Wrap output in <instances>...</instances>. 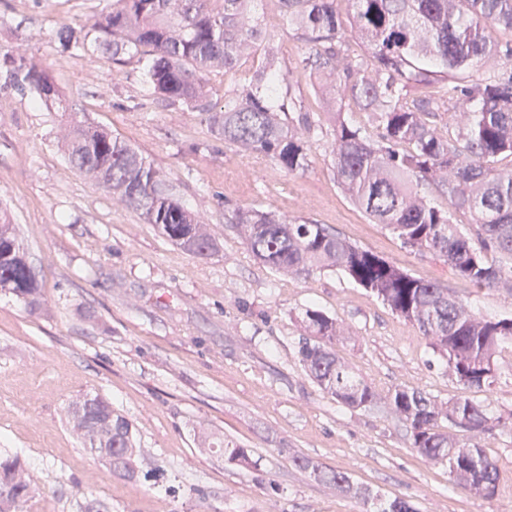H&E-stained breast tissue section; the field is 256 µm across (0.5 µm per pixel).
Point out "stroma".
<instances>
[{"instance_id":"obj_1","label":"stroma","mask_w":512,"mask_h":512,"mask_svg":"<svg viewBox=\"0 0 512 512\" xmlns=\"http://www.w3.org/2000/svg\"><path fill=\"white\" fill-rule=\"evenodd\" d=\"M110 2L0 0V50L34 56L78 105L76 120L110 131L170 179L218 250L193 256L116 204L68 162L67 116L31 95L0 93V208L43 288L37 312L0 292V448L19 452L40 476L24 512H81L94 499L111 512H371L297 467V455L406 498L417 512H512V346L499 349L490 389L466 387L415 326L341 271L271 268L230 218L255 208L324 225L486 318L512 317V290L474 287L351 203L333 168L327 102L301 64L308 47L280 0H254L253 10L313 125L309 166L294 174L216 139L199 113L149 96L138 57L117 64L93 50H57L50 37L58 25H89ZM257 61L250 53L210 75L216 107L249 82ZM309 309L337 321V355L379 394L406 386L443 403L465 396L503 419L493 432L462 435L496 459L494 496L457 488L447 465L418 455L408 424L386 408L342 406L311 380L296 358ZM85 393L133 423L148 458L138 477L113 474L71 435L66 411ZM210 432L251 449L255 467L231 466L204 447Z\"/></svg>"}]
</instances>
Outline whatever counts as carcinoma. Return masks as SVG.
<instances>
[{
	"label": "carcinoma",
	"mask_w": 512,
	"mask_h": 512,
	"mask_svg": "<svg viewBox=\"0 0 512 512\" xmlns=\"http://www.w3.org/2000/svg\"><path fill=\"white\" fill-rule=\"evenodd\" d=\"M221 7H214L215 2ZM253 0H112L89 27L64 24L52 35L63 51L94 48L146 59L152 94L206 115L211 132L243 150L277 161L290 173L309 163L311 124L301 92L281 68L273 50L248 85L232 91L224 109L211 105L207 76L232 67L241 48H259L265 35L252 14ZM350 25L369 46L374 64L345 50L344 22L337 0H281L288 23L308 45L302 65L319 74V89L331 102L351 95L369 113L377 138L332 113V153L340 187L374 224H382L413 251L443 257L476 287L512 289V0H348ZM510 35L496 42L487 31ZM484 70L476 78L474 72ZM3 89L29 91L60 112L73 110L55 81L33 58L0 53ZM64 148L68 161L120 203L187 252L206 258L217 251L209 225L176 200L164 176L135 148L100 127L75 123ZM509 165H502L503 160ZM422 182L439 185L448 208L420 195ZM472 214L476 233L453 222V212ZM232 223L256 257L277 270H342L390 310L416 326L448 370L467 387L490 386L494 357L512 343V317L477 316L437 284L329 234L323 225L272 212L237 209ZM508 263L485 261L487 248ZM0 291L42 309L40 284L16 225L0 212ZM307 335L297 359L307 375L336 402L372 409L377 393L354 367L336 356V321L320 311L305 313ZM394 414L411 429V447L448 465L453 481L474 495L495 492L497 465L477 445L467 447L436 430L446 420L472 432L506 426L470 398L439 403L418 390L396 387L386 395ZM70 430L107 461L112 472L132 479L144 462L133 424L103 397L86 393L68 411ZM208 447L229 465H255L251 450L220 436ZM298 467L318 481L339 487L373 506L374 512H416L402 497L384 498L356 486L340 471L324 470L306 457ZM39 486L20 456L0 450V512H21Z\"/></svg>",
	"instance_id": "carcinoma-1"
}]
</instances>
